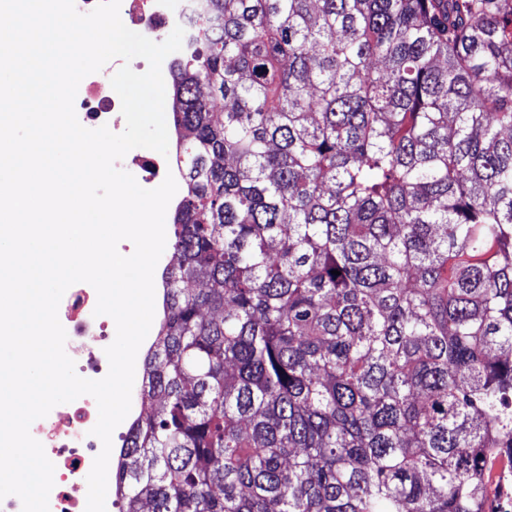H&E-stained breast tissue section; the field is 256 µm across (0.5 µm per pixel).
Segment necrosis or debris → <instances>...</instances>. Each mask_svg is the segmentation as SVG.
I'll return each instance as SVG.
<instances>
[{
    "label": "necrosis or debris",
    "mask_w": 512,
    "mask_h": 512,
    "mask_svg": "<svg viewBox=\"0 0 512 512\" xmlns=\"http://www.w3.org/2000/svg\"><path fill=\"white\" fill-rule=\"evenodd\" d=\"M195 10V0H121L120 6L131 24L156 39L168 27L189 28ZM120 66V60L115 59L92 74L80 104L88 124H120L121 101L110 83ZM96 303L95 289L80 282L66 290L58 308L67 333L65 350L75 362L76 373L92 380L103 378L109 370L105 349L112 336V319L95 315ZM97 420L95 399L84 395L65 404L54 417L31 425V435L55 466L49 512H85L87 499L76 494L73 486L76 478L88 475L102 449L100 440L91 433Z\"/></svg>",
    "instance_id": "necrosis-or-debris-1"
}]
</instances>
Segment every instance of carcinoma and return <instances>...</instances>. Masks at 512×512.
I'll return each mask as SVG.
<instances>
[{
	"label": "carcinoma",
	"mask_w": 512,
	"mask_h": 512,
	"mask_svg": "<svg viewBox=\"0 0 512 512\" xmlns=\"http://www.w3.org/2000/svg\"><path fill=\"white\" fill-rule=\"evenodd\" d=\"M197 2L122 512H494L512 0ZM172 211L173 207L168 206L167 212H166V218H165V229H166V246L164 249V252L161 256V258L158 261V264L156 266L155 272H154V286H155V315L154 320L151 326V329L145 338L144 342L142 343L137 356V361L135 364V380L133 385V392H136L138 390L139 385H141L142 380V368H143V360L146 355V351L149 347V345L154 340L158 329H159V323L161 320V313H160V302L163 294V286H162V280L161 275L159 272V266L163 267L170 258V238H171V218H172Z\"/></svg>",
	"instance_id": "obj_1"
}]
</instances>
